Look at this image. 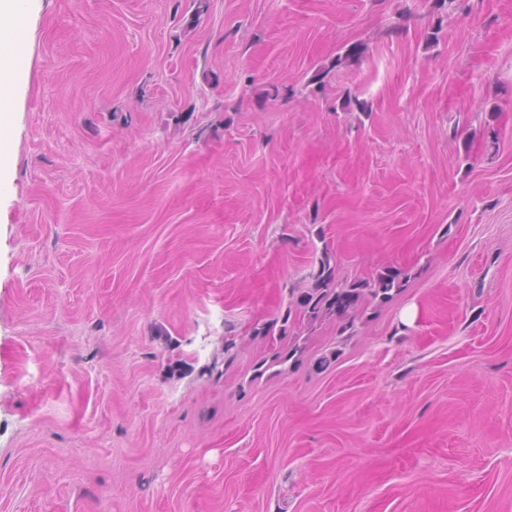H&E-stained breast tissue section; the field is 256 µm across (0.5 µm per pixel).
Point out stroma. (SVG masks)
<instances>
[{
  "label": "stroma",
  "instance_id": "stroma-1",
  "mask_svg": "<svg viewBox=\"0 0 512 512\" xmlns=\"http://www.w3.org/2000/svg\"><path fill=\"white\" fill-rule=\"evenodd\" d=\"M23 27L0 512H512V0H33ZM324 252L408 278L255 376L252 325Z\"/></svg>",
  "mask_w": 512,
  "mask_h": 512
}]
</instances>
